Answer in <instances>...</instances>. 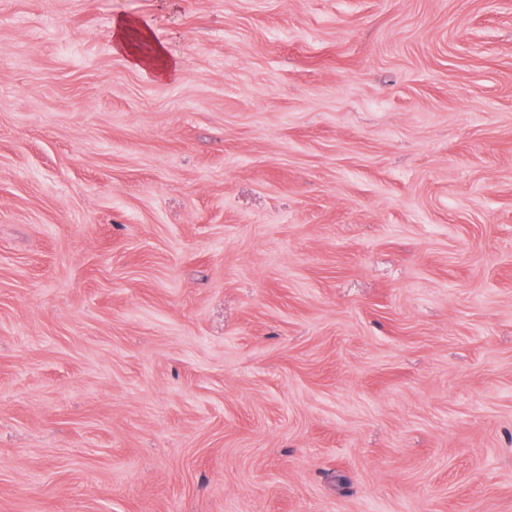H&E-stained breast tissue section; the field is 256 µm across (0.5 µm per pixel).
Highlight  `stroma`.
Instances as JSON below:
<instances>
[{"label": "stroma", "mask_w": 512, "mask_h": 512, "mask_svg": "<svg viewBox=\"0 0 512 512\" xmlns=\"http://www.w3.org/2000/svg\"><path fill=\"white\" fill-rule=\"evenodd\" d=\"M0 512H512V0H0ZM111 38L114 45L127 54L128 61L135 68L152 69L163 78L169 77L178 69L175 61L169 56L166 46L152 42L146 23L118 17L112 23ZM141 43L151 45L149 54L139 50Z\"/></svg>", "instance_id": "obj_1"}]
</instances>
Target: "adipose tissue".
I'll return each instance as SVG.
<instances>
[{
	"instance_id": "adipose-tissue-1",
	"label": "adipose tissue",
	"mask_w": 512,
	"mask_h": 512,
	"mask_svg": "<svg viewBox=\"0 0 512 512\" xmlns=\"http://www.w3.org/2000/svg\"><path fill=\"white\" fill-rule=\"evenodd\" d=\"M111 38L114 45L126 53L133 67L152 69L163 78L174 74L177 69L166 46L152 43L146 23L124 17L116 18L112 23ZM147 42L151 43L152 49L150 53L145 54L140 51L139 46Z\"/></svg>"
}]
</instances>
